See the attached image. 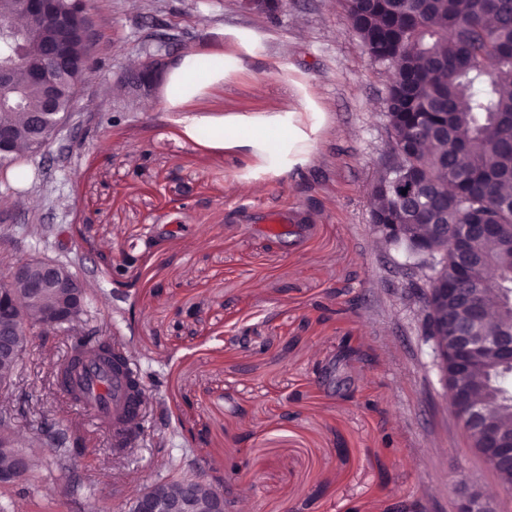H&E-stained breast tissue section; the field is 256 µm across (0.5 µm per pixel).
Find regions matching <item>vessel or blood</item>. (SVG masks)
<instances>
[{
  "label": "vessel or blood",
  "instance_id": "b4317fda",
  "mask_svg": "<svg viewBox=\"0 0 512 512\" xmlns=\"http://www.w3.org/2000/svg\"><path fill=\"white\" fill-rule=\"evenodd\" d=\"M61 394L109 431L116 449L131 447L142 422L145 391L132 362L123 352L112 361L80 354L56 374Z\"/></svg>",
  "mask_w": 512,
  "mask_h": 512
}]
</instances>
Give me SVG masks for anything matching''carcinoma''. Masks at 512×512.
Here are the masks:
<instances>
[{
	"instance_id": "cac0c4a2",
	"label": "carcinoma",
	"mask_w": 512,
	"mask_h": 512,
	"mask_svg": "<svg viewBox=\"0 0 512 512\" xmlns=\"http://www.w3.org/2000/svg\"><path fill=\"white\" fill-rule=\"evenodd\" d=\"M353 31L376 63L395 70L385 99L393 144L406 154L401 180L420 179L443 196L437 222L457 234L470 213L479 224H504L511 232L497 240L474 239L467 268L470 281L483 283L486 259L501 273L503 298H488L487 326L512 334V0H344ZM73 63L64 82L62 107L68 109L93 71L91 40L80 24L69 36ZM23 59L30 70L41 67L43 46L31 38ZM21 98L0 107V125H10L19 145L40 151L45 141L33 139L32 120L41 110L42 88L24 74L16 77ZM394 176L371 191V222L418 224L419 198L403 196ZM387 246L403 256L401 266L433 268L453 284L461 273L454 252L441 243L434 255L416 253L402 239ZM17 295L29 325L18 329L24 344L37 327V306L27 302L22 285L11 278L0 286ZM75 350L94 349L112 356V345L88 332L75 337ZM467 403L480 406L486 424L512 434V368L500 366L492 349L481 354L480 370L461 380ZM18 452L11 427L0 425V469Z\"/></svg>"
}]
</instances>
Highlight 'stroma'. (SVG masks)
Here are the masks:
<instances>
[{"label":"stroma","mask_w":512,"mask_h":512,"mask_svg":"<svg viewBox=\"0 0 512 512\" xmlns=\"http://www.w3.org/2000/svg\"><path fill=\"white\" fill-rule=\"evenodd\" d=\"M97 67L49 146L0 171V277L22 260L72 261L88 284L82 328L137 366L142 433L116 452L55 386L65 330L33 336L0 408L34 468L0 487V512H128L176 477L211 483L227 512H454L462 491L512 495L468 447L422 336L420 304L371 222L391 142L392 80L341 0H89ZM176 55H223L197 106L212 124L299 121L300 156L255 140L203 150L165 94L120 79L148 34ZM34 198L31 206L21 197ZM250 329L249 342L239 340ZM358 347L345 357V345ZM52 429L83 437L64 457Z\"/></svg>","instance_id":"stroma-1"}]
</instances>
